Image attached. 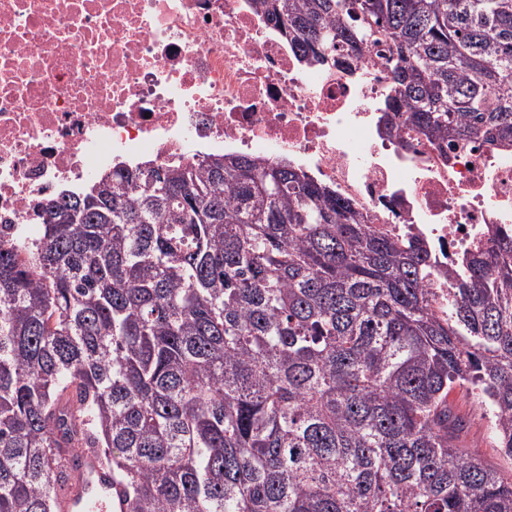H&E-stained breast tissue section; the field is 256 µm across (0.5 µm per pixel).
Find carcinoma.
Instances as JSON below:
<instances>
[{
    "mask_svg": "<svg viewBox=\"0 0 512 512\" xmlns=\"http://www.w3.org/2000/svg\"><path fill=\"white\" fill-rule=\"evenodd\" d=\"M325 63L385 46L384 127L512 143V0H253ZM0 231V512L96 448L126 512H512V235L448 268L285 160L119 168ZM472 397L465 391L456 390L450 396L455 404L462 411H469L471 416V431L467 436L468 451L478 452L488 460L499 464L505 470L512 468V461L499 454V449L495 448V440L492 432L488 429V422L482 417L483 410L471 403Z\"/></svg>",
    "mask_w": 512,
    "mask_h": 512,
    "instance_id": "obj_1",
    "label": "carcinoma"
}]
</instances>
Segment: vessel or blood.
<instances>
[{"mask_svg": "<svg viewBox=\"0 0 512 512\" xmlns=\"http://www.w3.org/2000/svg\"><path fill=\"white\" fill-rule=\"evenodd\" d=\"M84 464L55 491V512H115L112 470L96 449L83 451Z\"/></svg>", "mask_w": 512, "mask_h": 512, "instance_id": "1", "label": "vessel or blood"}]
</instances>
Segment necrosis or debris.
<instances>
[{
	"instance_id": "4bbe7bcc",
	"label": "necrosis or debris",
	"mask_w": 512,
	"mask_h": 512,
	"mask_svg": "<svg viewBox=\"0 0 512 512\" xmlns=\"http://www.w3.org/2000/svg\"><path fill=\"white\" fill-rule=\"evenodd\" d=\"M301 60L252 0H0V225L117 166L285 160L365 223L455 259L512 232V145L450 149L379 124L376 52Z\"/></svg>"
}]
</instances>
